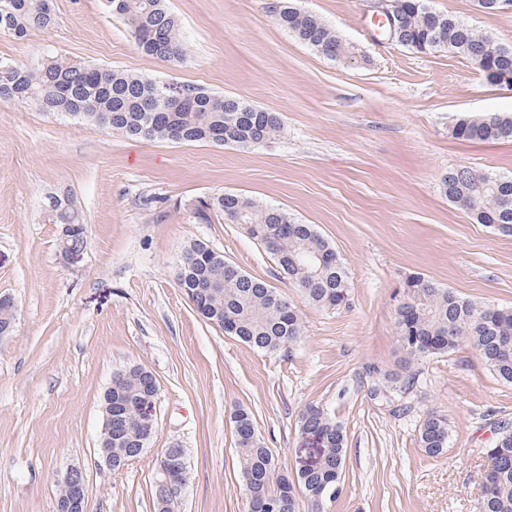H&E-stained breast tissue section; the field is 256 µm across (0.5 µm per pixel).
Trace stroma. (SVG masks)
<instances>
[{
	"label": "stroma",
	"instance_id": "obj_1",
	"mask_svg": "<svg viewBox=\"0 0 512 512\" xmlns=\"http://www.w3.org/2000/svg\"><path fill=\"white\" fill-rule=\"evenodd\" d=\"M279 0H169L189 53L170 64L141 53L103 0H53L56 23L25 40L0 31V60L29 68L47 54L202 87L279 113L261 146L130 139L94 123L0 104V295L17 305L0 337V512H55L58 481L81 468L84 512H155L162 449L180 448L190 478L175 512H247L231 415L249 409L281 470L321 447L301 409L322 406L346 432L339 492L298 512H476L486 448L512 420V384L470 345L405 363L395 326L411 276L474 301L512 307V236L474 222L441 177L468 166L512 178V142L454 138L465 116L512 114V88L450 51L419 54L372 36L369 0H297L368 57L325 59L281 28ZM512 45V12L475 0H431ZM231 192L316 227L351 284L349 307H313L242 225L199 200ZM83 213L87 245L59 256L51 197ZM204 239L298 310L300 342L253 350L199 318L178 287L185 246ZM159 384L157 433L123 469L103 462L102 396L128 366ZM403 387L393 388L392 375ZM448 417V450L427 456V412Z\"/></svg>",
	"mask_w": 512,
	"mask_h": 512
}]
</instances>
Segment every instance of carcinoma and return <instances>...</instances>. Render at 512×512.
I'll return each mask as SVG.
<instances>
[{
  "instance_id": "1",
  "label": "carcinoma",
  "mask_w": 512,
  "mask_h": 512,
  "mask_svg": "<svg viewBox=\"0 0 512 512\" xmlns=\"http://www.w3.org/2000/svg\"><path fill=\"white\" fill-rule=\"evenodd\" d=\"M166 2L104 0V6L127 25L145 54L177 62L184 59L187 47ZM400 4L394 19L396 44L423 54L448 50L478 69L487 61L499 73L512 77V46L433 10L429 0H400ZM274 9L282 28L325 58L343 63L362 60L358 48L319 15L298 9L290 0H281ZM54 25L52 0H0V30H8L17 39ZM161 89L162 83L149 76L57 57L35 69L0 60L1 104L25 99L45 112L96 124L105 118L108 128L129 137L247 148L264 144L281 131L278 113L247 101L179 85L182 104L171 109L161 98ZM452 135L470 141L512 142V115L461 118ZM441 188L478 223L512 235V179L459 167L442 178ZM213 212L243 225L315 307L338 310L349 306L348 271L314 225L302 224L280 208L260 206L236 193L199 201V221L210 223ZM48 221L81 224L83 215L72 200L63 198L48 211ZM177 282L204 321L256 351L275 354L303 336L301 317L286 298L227 262L207 241L196 239L185 248ZM404 290L396 330L407 358L444 355L466 343L479 352L499 380L512 384V308L462 298L419 276L406 280ZM158 392L154 375L138 365L115 374L104 392L102 404H112V470L122 469L148 447L157 431L156 422L140 416V411L155 403ZM233 422L248 512H297L296 492L317 504L337 490L346 458L345 432L322 407L310 403L300 414L302 430L321 440L322 456L315 466L292 476L280 471L250 411L236 409ZM496 432L493 446L486 449L488 469L477 512H512V425L504 422ZM418 445L431 457L446 453L448 418L436 412L427 414L418 430Z\"/></svg>"
}]
</instances>
